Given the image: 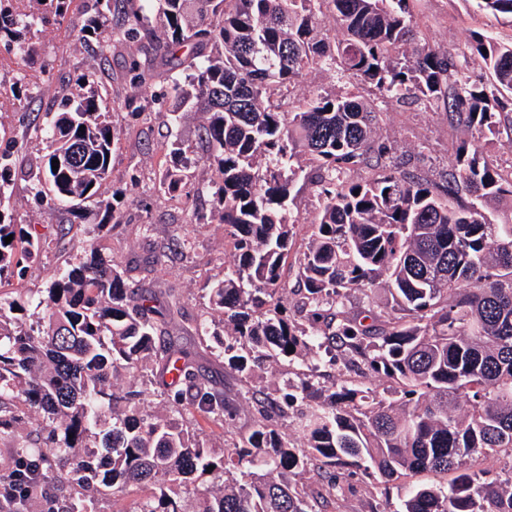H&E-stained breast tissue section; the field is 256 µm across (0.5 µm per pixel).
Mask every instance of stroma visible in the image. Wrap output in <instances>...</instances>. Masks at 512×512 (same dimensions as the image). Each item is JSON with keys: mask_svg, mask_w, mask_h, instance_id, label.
Wrapping results in <instances>:
<instances>
[{"mask_svg": "<svg viewBox=\"0 0 512 512\" xmlns=\"http://www.w3.org/2000/svg\"><path fill=\"white\" fill-rule=\"evenodd\" d=\"M86 17L83 0H73L63 20L50 21L33 39L39 60L49 64L54 89L33 99L28 109L33 113L55 112L59 100L55 89L67 81L76 69L96 64L91 50L81 46L71 36L74 27ZM413 23L420 37L442 46L449 53L460 52L467 44L471 31H487L504 42L512 41V23L479 11L474 0H415ZM148 62L146 93L151 100L146 110H134L130 98L134 93L126 78L131 59ZM174 72L161 57H146L139 44L114 40L104 70L99 74L100 90L112 119L122 129L120 142L112 155L108 192L133 190L141 199V206L117 200L118 223L97 227L88 223L78 225L77 237L87 240L105 256L114 259L127 270L130 284H137L143 274L134 270L132 262L147 251L166 247L174 230L182 229L189 238L190 248L174 256L165 271L154 274V288L173 291L180 297L183 316L167 328V339L176 347L188 351L205 378L223 385L230 399L244 395L246 388L224 363L218 349L209 338L198 335L196 325L204 312L205 289L209 283L224 276V265L230 262L233 244L223 225L204 224L198 227L189 222L196 205L195 199L163 195L158 190L160 180L173 161L166 152L172 136L186 141H197L201 118L198 113L186 112L174 118L176 98L173 91ZM344 79L338 73L308 69L294 88L277 91L273 101L280 111L294 109L301 95L312 91L342 90ZM380 132L392 142L397 155L413 154L423 148L425 159L418 162V174L439 180L455 159L457 145L466 140L463 130L452 128L448 114L440 107L416 108L390 105L380 115ZM302 170L295 184L294 200L290 206L296 217L293 249L282 271L286 286H294L298 259L305 251L312 233V221L318 209V197L313 184L314 168L302 161ZM10 207L15 214L29 221L42 244V250L31 263L25 276L0 280V303L6 304L26 294L38 298L69 262L76 252L60 229L68 216L59 211L39 209L27 191L24 177H16ZM180 423L188 426L199 437L215 447H223L232 437L246 429L254 416L248 409L225 422L208 420L196 409L191 395H184ZM400 505L397 489H384L375 477L357 474L351 481L347 495L346 512H397Z\"/></svg>", "mask_w": 512, "mask_h": 512, "instance_id": "35a3bbf8", "label": "stroma"}]
</instances>
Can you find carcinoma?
Segmentation results:
<instances>
[{
	"label": "carcinoma",
	"instance_id": "cac0c4a2",
	"mask_svg": "<svg viewBox=\"0 0 512 512\" xmlns=\"http://www.w3.org/2000/svg\"><path fill=\"white\" fill-rule=\"evenodd\" d=\"M121 2L114 27L103 21L112 0H93L76 40L101 60L116 38L161 55L180 74L178 109L205 116L196 143H170L176 162L160 183L168 194L206 193L209 209L191 223L216 220L233 240V260L207 289L198 330L249 393L265 368L299 360L306 370L254 401L260 419L246 432L209 447L149 406L153 386L174 407L189 392L205 416L235 415L224 390L165 340L182 316L178 297L137 291L118 264L84 243L38 297L37 320L27 321V301L0 305V439L15 442L0 486L13 482L22 493L3 507L26 508L63 482L64 503L48 512H98V495L141 484L152 492L135 512H322L323 496L302 482L314 469L331 496L358 470L402 484L451 473L445 487L407 490L399 512H512V477L464 466L473 454L512 449V177L475 150L512 108V43L474 31L468 52L450 55L420 41L412 0ZM476 2L512 21V0ZM71 3L0 0V43L29 98L50 80L31 34ZM328 19L342 37L322 32ZM476 56L486 81L469 74ZM309 68L337 70L353 88L314 93L293 112L275 108L272 92ZM366 87L386 104H440L450 125L470 132L440 181L411 170L409 158L387 162L393 146L378 135L379 108ZM61 93L64 111L24 123L21 145L0 153V202L26 162L24 143L40 141L46 154L29 163L30 195L62 207L71 225L86 218L82 203L96 199L106 226L117 212L102 187L121 129L95 70L75 72ZM303 156L318 172L319 210L289 315L282 265L293 246L289 203ZM373 160L376 176L350 177ZM199 169L216 178L197 181ZM464 196L471 201L460 203ZM40 249L29 225L0 209V274L23 271ZM379 284L390 305L344 311L352 295ZM333 350L347 376L328 391L318 366ZM371 376L382 389L363 387ZM138 377L147 388L115 404L119 381ZM298 401L306 405L296 417L300 443L272 418H287ZM30 411L41 418L48 452L20 434Z\"/></svg>",
	"mask_w": 512,
	"mask_h": 512
}]
</instances>
